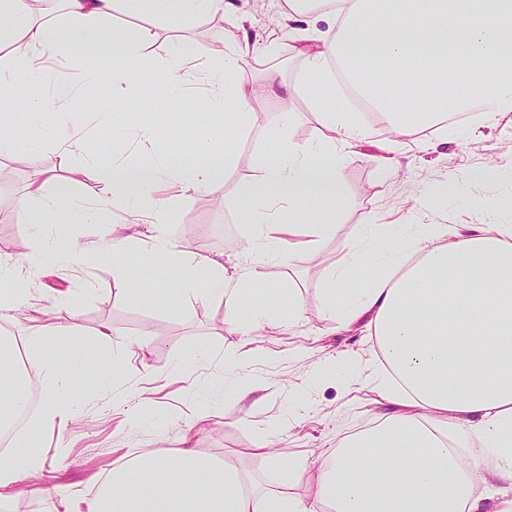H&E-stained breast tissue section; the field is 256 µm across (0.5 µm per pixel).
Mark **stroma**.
Wrapping results in <instances>:
<instances>
[{
  "label": "stroma",
  "instance_id": "1",
  "mask_svg": "<svg viewBox=\"0 0 512 512\" xmlns=\"http://www.w3.org/2000/svg\"><path fill=\"white\" fill-rule=\"evenodd\" d=\"M170 2L158 0L149 14L133 2L113 18L131 29L157 28L147 51L152 66L167 65L184 48L202 62L222 64L224 43L235 38L277 42L276 54L246 57L241 75L249 86L262 82L272 70L292 86L287 95L268 93L260 105L273 117L292 114V137L301 145L324 134L313 113L315 97L335 106L349 103L339 82L317 87L300 82L304 58L297 50L308 45L311 28L329 30L331 20L312 24L288 16L284 0H233L244 18L242 27L189 23L171 31L165 27V7ZM87 100L94 101L98 110L83 125L89 149L71 155L61 154L55 146L54 115L35 118L18 106L0 110V122L14 123L20 133L33 125L43 130L30 144L32 164L8 161L0 167V257L19 258L34 243L46 251V270L36 280L31 298L0 315V332L19 333L43 309L52 307L59 324L65 322L67 310L80 312L84 341L75 344V352H82L84 342L95 340L100 331L112 335L102 378L95 383L73 381L62 396L74 414L67 430L37 435L44 451V474L19 481L9 512H55L58 488L89 493L96 474L150 448L180 447L187 435L199 453L210 457L252 447L263 438L276 443L281 456L316 460L377 419L371 403L374 339L364 323L344 331L326 312L323 272L342 257V240H360L368 219L378 212L385 213L387 221L402 224H483L490 218L512 222V113L491 126L480 120L478 112H468L449 126L444 140L434 132L419 131L430 149L393 155L400 166L395 173L381 162L395 137L390 129L370 127L367 139L341 170L337 238L324 242L319 250L295 253L289 263L271 261L263 268L265 279L254 303L279 306L285 291L293 289L302 296L301 317L273 334H233L224 329L223 299L184 295L178 271L167 274L164 302L135 294V287L162 267L160 259L137 249L125 254L122 261L129 280L123 284L113 277L111 256L80 267L53 248L59 238L86 247L97 242L98 227L82 223L80 207L94 198L99 185L93 174L76 178L72 171L90 160L107 163L114 151L128 148V129L115 117L111 96L102 94L96 84L83 83L69 103L73 115L82 113ZM123 109L138 119H155L158 150L174 163L193 153L183 134L187 125L208 138L224 135V117L211 111L204 93L181 95L151 77L136 85ZM275 137L274 131L264 128L239 137L234 144L239 161L230 167L223 184L175 207L172 229L178 242L228 267L248 255L252 227L241 216L236 188L256 179L254 156L275 153ZM37 171L43 174L47 196H68L70 211L64 222L36 204L28 211L18 210L17 202ZM454 176L458 188L445 192L446 182ZM35 215L41 216V223H32ZM231 349L238 356L233 377L224 372V353ZM190 353L195 363L182 365V357ZM244 384L253 389L245 399L239 396Z\"/></svg>",
  "mask_w": 512,
  "mask_h": 512
}]
</instances>
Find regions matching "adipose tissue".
<instances>
[{"instance_id":"obj_1","label":"adipose tissue","mask_w":512,"mask_h":512,"mask_svg":"<svg viewBox=\"0 0 512 512\" xmlns=\"http://www.w3.org/2000/svg\"><path fill=\"white\" fill-rule=\"evenodd\" d=\"M56 17L31 0H0V27L10 57L0 63V102L31 113L66 110L70 89L47 100L33 80L49 60L61 56L57 32L67 25L75 40L93 46L110 66L86 78L123 101L142 75L139 61L154 39L152 28L129 31L111 19L124 0H63ZM170 29L193 19L234 21L232 0H176ZM291 15L319 20L333 16L334 33L316 35L305 53L304 83L334 80L333 63L347 67L346 79L391 117L393 131L410 139L417 128L447 130L449 114L480 109L488 123L512 111V0H288ZM273 44L236 39L224 45V63L214 67L192 53L155 71L157 80L179 90L202 88L214 111L236 128L275 127L278 150L261 156L257 182L242 185L237 202L263 244L250 267L226 272L222 262L180 245L170 222L173 207L217 186L232 154L216 160L213 140L194 144V156L174 164L153 154L155 125L130 123L140 156L113 157L96 167L99 192L82 221L102 227L95 249L67 244L74 262L109 254L116 280H124L119 258L133 245L128 235L103 224V215L123 208L130 191L144 202L153 232L141 244L147 255L180 270L188 295L219 294L231 311L227 331L273 333L295 323L302 299L288 290L280 310L234 318L251 289L263 279L267 261L319 248L336 235L334 212L323 211L309 240L300 227L341 194L345 159L367 137L351 111L315 102L325 139L296 145L288 116L271 118L256 108L239 78L248 56L271 54ZM398 79L400 99L384 86ZM393 242L379 252L375 236ZM345 258L329 270L328 312L341 326L367 318L380 358L373 371L381 423L350 436L313 462L292 457L280 465L282 488L253 483L240 469L239 452L223 461L202 456L191 439L179 448H156L97 478L94 494L58 493L62 512H512V224H374L369 237L343 241ZM45 270L44 254L32 245L22 262L0 260V308L24 300ZM30 351L25 367L0 346V429L15 415L40 433L64 432L72 416L61 400L70 378L92 381L96 363L60 370L80 336L77 313L49 332L33 323L24 329ZM37 380L40 403L30 408L28 383ZM468 456H461V449Z\"/></svg>"}]
</instances>
